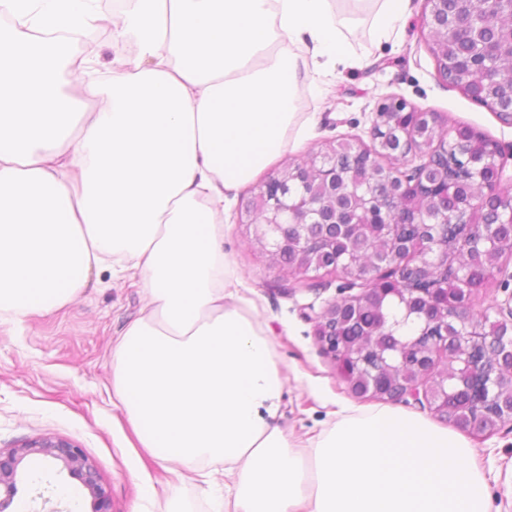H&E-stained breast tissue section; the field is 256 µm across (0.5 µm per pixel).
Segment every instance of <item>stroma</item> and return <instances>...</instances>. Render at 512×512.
I'll list each match as a JSON object with an SVG mask.
<instances>
[{
	"label": "stroma",
	"instance_id": "35a3bbf8",
	"mask_svg": "<svg viewBox=\"0 0 512 512\" xmlns=\"http://www.w3.org/2000/svg\"><path fill=\"white\" fill-rule=\"evenodd\" d=\"M427 10L426 0H412L401 40L362 39L356 65L329 75L321 94L301 98L315 125L299 149L279 156L269 175L345 139L370 143L376 107L391 97L435 113L444 128L469 127L512 151V125L439 80L422 27ZM251 195V188H243L226 205L224 252L245 296L255 302L281 369L275 422L303 452L341 409L365 404L349 391L315 336L317 317L339 299L341 281L324 269L292 276L272 263L248 223ZM146 302L136 280L103 270L66 306L0 325V450L43 435L74 441L96 464L110 512H222V466H212L204 484L179 463H156L112 403V349ZM467 439L488 477L490 512H512V426L490 436L471 432ZM15 503L26 512L92 508L78 480L61 465L35 457L20 468Z\"/></svg>",
	"mask_w": 512,
	"mask_h": 512
}]
</instances>
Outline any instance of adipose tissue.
I'll return each mask as SVG.
<instances>
[{
    "label": "adipose tissue",
    "instance_id": "adipose-tissue-1",
    "mask_svg": "<svg viewBox=\"0 0 512 512\" xmlns=\"http://www.w3.org/2000/svg\"><path fill=\"white\" fill-rule=\"evenodd\" d=\"M366 26L332 0H0V324L60 308L120 269L149 302L112 351L113 402L143 447L220 464L232 512H490L465 436L391 407L342 416L298 452L280 371L224 255V198L306 135L303 88L398 40L410 0ZM136 46L95 59L42 38L85 20Z\"/></svg>",
    "mask_w": 512,
    "mask_h": 512
}]
</instances>
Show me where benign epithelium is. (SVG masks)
I'll return each mask as SVG.
<instances>
[{
    "instance_id": "1",
    "label": "benign epithelium",
    "mask_w": 512,
    "mask_h": 512,
    "mask_svg": "<svg viewBox=\"0 0 512 512\" xmlns=\"http://www.w3.org/2000/svg\"><path fill=\"white\" fill-rule=\"evenodd\" d=\"M438 2L426 0L430 10L423 18V25L429 28L430 35H436L442 25L458 32L469 29L468 22L463 19L444 22L437 8ZM390 112L412 116V125L403 130L396 118L388 116ZM419 123L430 128L438 127L434 113L418 111L402 99L390 98L378 105L371 128L373 145L387 148L392 139V129L402 131L404 141L400 144V163L387 168L388 178L365 184L359 200L368 215V224L348 225L352 232L379 226L383 235L390 238L394 235L395 224L419 221L420 210L410 213L399 205V199L405 193H414L422 198L424 190L435 189L426 178L427 172H420L415 167L407 168L408 155L426 152V141L420 138V132L415 128ZM302 174L310 176L322 187L336 184V170L327 157L317 165L301 167L295 177ZM246 213L250 217L256 213L263 215L262 221H251L254 237L275 259L290 246L304 255L322 258L336 253L334 238H318L310 234L308 224L314 210L303 199L291 196L286 174L273 176L260 184ZM342 265L345 269L344 288L341 289L344 297L339 302L327 304L322 310L318 316L316 336L335 361L352 394L361 398L369 394L387 401L425 404L446 420L448 401L459 393L460 384L466 380L468 392L477 401L478 408L467 413L458 426L491 434L512 423V405L494 406L504 392L512 393V370L485 375L475 368V347L484 342L493 340L500 347L512 351V302L495 304L496 323L501 327L499 336H482L478 321L485 320V316L474 312L471 299H466L464 305L450 314L437 288L389 291L376 287L373 278L364 276L367 261L358 256L343 258ZM448 265L447 247L436 243L416 254L412 270L420 282L428 283L435 274L447 270ZM359 281L362 282L360 292L346 293ZM412 293L423 298L424 305L415 306L414 299L410 297ZM388 295L403 306V322L398 329L410 330L412 335L396 336L392 345L386 347L381 343L380 332H372L355 343H348L329 327V321L343 310L379 305ZM450 321L456 328L454 336L448 335ZM31 455L62 463L68 474L87 490L93 502V512H108L109 492L96 465L75 442L55 436L29 439L6 453L0 451V512H11L18 491L19 467Z\"/></svg>"
}]
</instances>
